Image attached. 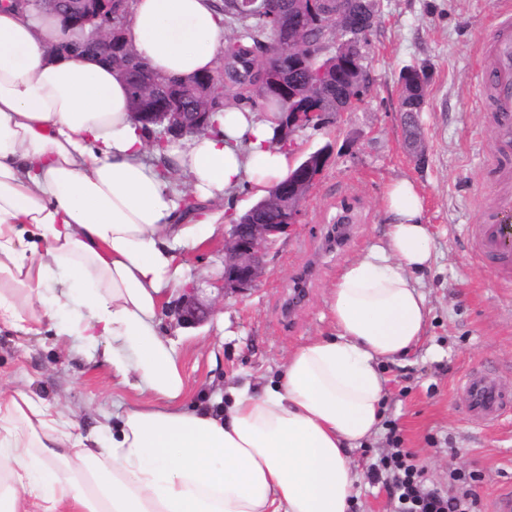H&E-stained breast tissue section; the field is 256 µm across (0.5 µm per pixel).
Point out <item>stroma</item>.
<instances>
[{
  "mask_svg": "<svg viewBox=\"0 0 512 512\" xmlns=\"http://www.w3.org/2000/svg\"><path fill=\"white\" fill-rule=\"evenodd\" d=\"M512 0H378L379 19L361 45L368 91L353 111L328 114L319 131L296 132L299 155L322 147L331 154L319 183L301 204L294 231L264 254L254 290L216 301L199 325L161 316L160 331L174 346L186 392L184 406L200 400L223 405L228 388L262 390L278 380L291 351L331 326L329 290L342 264L381 239L386 188L395 179L416 181L425 196L424 220L432 233L431 266L416 275L430 313L421 343L380 369L385 378L379 433L351 453L357 480L352 512H396L385 484H371L373 463L390 453L393 437L424 468L426 485L449 491V468L477 472L481 512H494L500 493L512 490V417L487 426L468 415L460 391L475 367L495 369L512 386V289L471 262L468 227L491 209L498 194L485 166L494 148L492 106L478 78L491 62L479 51L498 9ZM428 73L417 115L426 162L417 165L401 123L400 73ZM355 215L346 246L329 242L341 206ZM182 288L215 287L224 272V237L181 252ZM317 271L292 317L283 304L295 278ZM182 288L171 291L179 298ZM102 341L59 337L55 324L39 333L0 331V386L21 389L60 409L63 428L78 438L101 423H118L127 406L150 402L114 388L102 362Z\"/></svg>",
  "mask_w": 512,
  "mask_h": 512,
  "instance_id": "obj_1",
  "label": "stroma"
}]
</instances>
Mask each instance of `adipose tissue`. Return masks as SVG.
<instances>
[{"label": "adipose tissue", "mask_w": 512, "mask_h": 512, "mask_svg": "<svg viewBox=\"0 0 512 512\" xmlns=\"http://www.w3.org/2000/svg\"><path fill=\"white\" fill-rule=\"evenodd\" d=\"M224 35L213 0H133L125 28L162 76L213 70ZM69 38L37 0H0V327L34 333L71 311L61 335L102 339L117 384L156 402L69 448L54 407L0 389V512H350V453L381 421L378 365L425 334L422 190L388 186L384 237L341 266L331 329L289 354L279 382L184 409L158 313L182 282L180 249L237 220L242 184L264 196L288 174L280 115L228 102L213 128L166 146L162 175L120 75L51 54Z\"/></svg>", "instance_id": "adipose-tissue-1"}]
</instances>
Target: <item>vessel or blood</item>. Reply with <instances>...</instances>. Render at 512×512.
Returning <instances> with one entry per match:
<instances>
[{
  "instance_id": "vessel-or-blood-1",
  "label": "vessel or blood",
  "mask_w": 512,
  "mask_h": 512,
  "mask_svg": "<svg viewBox=\"0 0 512 512\" xmlns=\"http://www.w3.org/2000/svg\"><path fill=\"white\" fill-rule=\"evenodd\" d=\"M484 48L494 66L482 73L494 111L497 148L486 166L502 179L512 178V14L500 15ZM472 257L487 265L502 287L512 286V196H501L496 210L469 233ZM468 413L495 425L512 412V393L505 390L492 371H470L462 382Z\"/></svg>"
}]
</instances>
